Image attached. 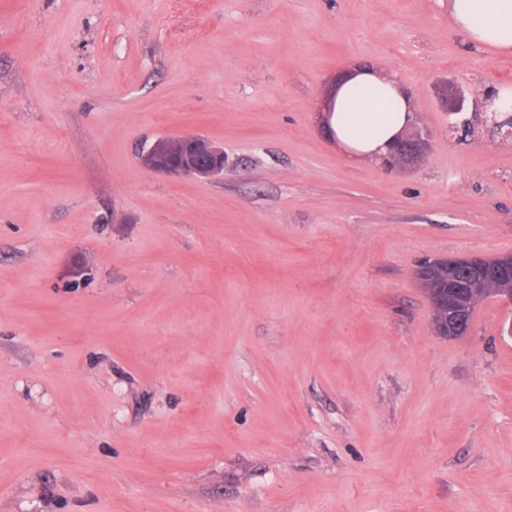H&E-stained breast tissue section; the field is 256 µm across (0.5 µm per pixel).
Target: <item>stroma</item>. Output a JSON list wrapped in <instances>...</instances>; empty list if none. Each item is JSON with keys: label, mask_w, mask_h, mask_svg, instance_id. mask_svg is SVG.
I'll return each mask as SVG.
<instances>
[{"label": "stroma", "mask_w": 512, "mask_h": 512, "mask_svg": "<svg viewBox=\"0 0 512 512\" xmlns=\"http://www.w3.org/2000/svg\"><path fill=\"white\" fill-rule=\"evenodd\" d=\"M357 65L430 133L354 159ZM512 87L448 0H0V512H512V306L434 324L425 259L512 254ZM198 134L223 177L141 167Z\"/></svg>", "instance_id": "35a3bbf8"}]
</instances>
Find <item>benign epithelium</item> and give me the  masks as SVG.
Segmentation results:
<instances>
[{
  "label": "benign epithelium",
  "instance_id": "obj_1",
  "mask_svg": "<svg viewBox=\"0 0 512 512\" xmlns=\"http://www.w3.org/2000/svg\"><path fill=\"white\" fill-rule=\"evenodd\" d=\"M425 145L422 131L412 136L402 135L392 147L389 156L409 162L415 159ZM139 163L146 169L175 177L188 176L211 179L224 173V149L211 141L193 136L158 138L141 148ZM494 273L501 277L497 298L512 305V254L499 257L465 255L448 259V280L442 299L448 307V337L469 333L463 317L467 303L485 294L484 277Z\"/></svg>",
  "mask_w": 512,
  "mask_h": 512
}]
</instances>
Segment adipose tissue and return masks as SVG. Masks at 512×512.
I'll return each instance as SVG.
<instances>
[{
	"mask_svg": "<svg viewBox=\"0 0 512 512\" xmlns=\"http://www.w3.org/2000/svg\"><path fill=\"white\" fill-rule=\"evenodd\" d=\"M448 12L466 42L512 51V0H448ZM328 122L350 156L380 158L414 121L399 82L358 68L336 90Z\"/></svg>",
	"mask_w": 512,
	"mask_h": 512,
	"instance_id": "ef3b65f1",
	"label": "adipose tissue"
}]
</instances>
